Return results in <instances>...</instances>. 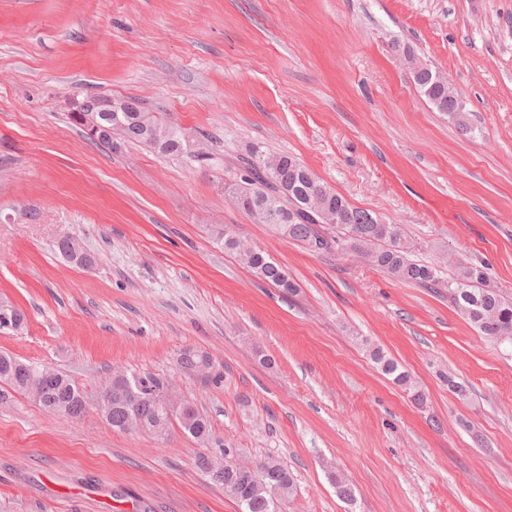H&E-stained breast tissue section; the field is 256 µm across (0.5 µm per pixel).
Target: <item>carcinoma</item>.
Wrapping results in <instances>:
<instances>
[{
  "mask_svg": "<svg viewBox=\"0 0 512 512\" xmlns=\"http://www.w3.org/2000/svg\"><path fill=\"white\" fill-rule=\"evenodd\" d=\"M412 80L433 109L448 116L462 134L471 132L458 90L448 85L447 77L429 67ZM95 98L102 95L84 94L74 104L69 119L102 148L118 152L128 143H138L167 157L200 164L212 160L211 137L161 119L143 100L114 97L108 109L92 112L85 102ZM163 131L168 136H161ZM227 170L233 177L224 184V193L253 223L265 224L275 234L298 241L313 252L354 253L397 280L433 290L445 288L448 300L483 336L512 342V301L490 285L484 267L464 264L456 279L442 280L432 266L411 259L414 244L401 225L352 206L311 169L286 153H270L253 146ZM269 204L284 215L286 223L269 219ZM219 238L224 248L236 252L260 280L285 293H296L297 284L288 271L263 250L227 233H220ZM371 356L394 384L413 391L409 374L401 370L396 360L380 349L373 350ZM38 370L37 365L0 353L1 388L24 392L23 379ZM162 382V378L150 373H127L110 379L101 392L103 396L112 395V411L104 417L106 423L122 431L124 421L135 417L166 435L173 418L161 402ZM38 404L50 413L79 417L85 413L89 400L78 383L58 370L55 378L44 383ZM175 419L195 439L204 441L211 434L210 422L193 405ZM195 466L205 477L222 485L241 512H283L282 507L296 490L288 466L272 456L254 465L253 470L240 473H217L212 459L202 453L196 456Z\"/></svg>",
  "mask_w": 512,
  "mask_h": 512,
  "instance_id": "carcinoma-1",
  "label": "carcinoma"
}]
</instances>
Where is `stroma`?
<instances>
[{"label": "stroma", "mask_w": 512, "mask_h": 512, "mask_svg": "<svg viewBox=\"0 0 512 512\" xmlns=\"http://www.w3.org/2000/svg\"><path fill=\"white\" fill-rule=\"evenodd\" d=\"M399 45L448 76L472 133L427 102ZM86 91L213 136L215 164L93 145L68 119ZM253 145L404 225L443 278L480 264L512 299V0H0V298L27 316L0 351L92 396L116 368L172 379L212 427L204 442L118 432L14 395L0 512H240L194 464L227 448L288 466L287 512H512V344L447 290L252 223L224 182ZM220 226L297 293L257 279ZM67 234L92 268L60 256ZM187 350L206 375L180 368ZM372 359L379 366L382 373L392 378L394 384L412 390L413 385L410 376L406 371L401 370L396 360L388 357L381 349H374L371 353Z\"/></svg>", "instance_id": "stroma-1"}]
</instances>
